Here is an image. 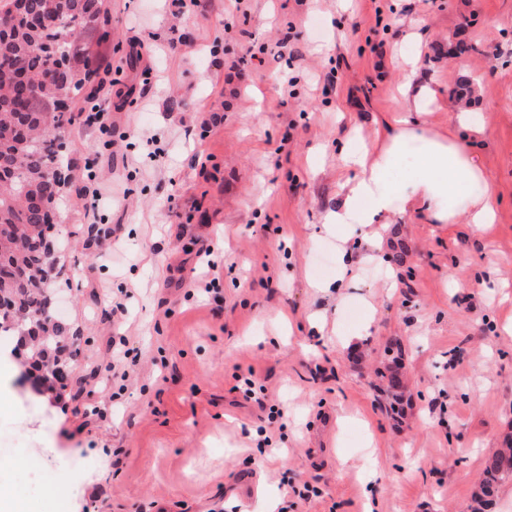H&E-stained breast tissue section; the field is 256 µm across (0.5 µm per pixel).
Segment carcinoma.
Here are the masks:
<instances>
[{
	"label": "carcinoma",
	"instance_id": "obj_1",
	"mask_svg": "<svg viewBox=\"0 0 512 512\" xmlns=\"http://www.w3.org/2000/svg\"><path fill=\"white\" fill-rule=\"evenodd\" d=\"M87 0H28L27 8L46 10L49 24L55 26V38L66 45V59L70 81L68 90L78 96L98 67L96 54L76 46L84 31H94L107 11L93 25L79 27L76 19L85 12ZM57 60L48 50L27 34L8 45H0V140L7 139L13 115L25 111L30 114L29 131L34 136L31 144L15 150L11 146L0 149V168L8 172L15 168L21 178L13 181V190H0V211L12 217V229L0 237V251L4 253L3 267L13 287L0 288V298L13 320L0 318V337L17 339L25 363L43 368L42 380L55 378L61 387L67 386L68 368L75 357L68 347L71 337L59 323L45 329L42 325L46 289L42 288L44 267L49 249L39 239H29L28 226L43 220L42 212L26 207L19 195L26 192L31 179L44 177L55 164L59 141L69 124L65 113L57 111ZM27 70L39 78L38 92L21 103L16 96L15 75ZM405 384L400 373L390 371L385 390L391 398H399ZM481 493L474 498L471 512H486L488 496L503 479L512 477V444L488 456L484 462Z\"/></svg>",
	"mask_w": 512,
	"mask_h": 512
}]
</instances>
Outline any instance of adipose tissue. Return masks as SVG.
I'll return each instance as SVG.
<instances>
[{"instance_id":"1","label":"adipose tissue","mask_w":512,"mask_h":512,"mask_svg":"<svg viewBox=\"0 0 512 512\" xmlns=\"http://www.w3.org/2000/svg\"><path fill=\"white\" fill-rule=\"evenodd\" d=\"M410 142L421 148L420 172L412 179L390 183L389 175ZM347 160L361 166V175L342 206L329 214V223L350 224L362 215L390 213L397 206L411 204L419 206L430 221L444 224L455 220L462 201L473 223L487 224L493 219L495 199L469 148L439 136L420 121L401 117L372 159L352 153Z\"/></svg>"}]
</instances>
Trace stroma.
Here are the masks:
<instances>
[{
    "label": "stroma",
    "instance_id": "1",
    "mask_svg": "<svg viewBox=\"0 0 512 512\" xmlns=\"http://www.w3.org/2000/svg\"><path fill=\"white\" fill-rule=\"evenodd\" d=\"M105 6L107 25L80 43L119 67L112 127H82L84 100H70L55 211L53 313L81 354L65 390L37 391L14 340H0V442L37 444L74 488L69 512H266L271 499L276 512H468L485 458L512 438V0ZM251 46L261 60L229 71ZM410 57L434 91V132L464 137V108L480 119L471 146L495 221L471 224L463 209L432 224L409 206L335 229L327 215L358 175L348 145L375 153L414 107L401 92ZM88 166L127 199L85 214L75 192ZM107 227L111 248L90 255L86 240ZM203 246L222 264L216 295L193 289ZM119 333L140 358L109 422L64 410L97 404L81 380L106 367ZM395 342L400 423L372 387ZM248 376L282 417L243 398ZM304 483L318 496L295 497ZM0 493L52 512L57 488L32 490L1 456Z\"/></svg>",
    "mask_w": 512,
    "mask_h": 512
}]
</instances>
